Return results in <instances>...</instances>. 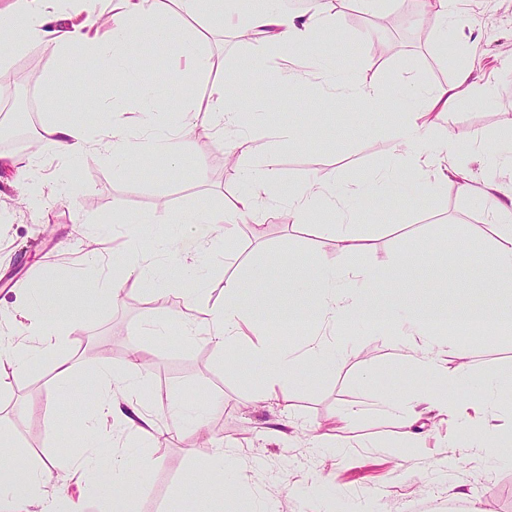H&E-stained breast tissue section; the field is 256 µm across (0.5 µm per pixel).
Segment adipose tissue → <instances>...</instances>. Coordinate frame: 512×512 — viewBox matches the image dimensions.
<instances>
[{
	"mask_svg": "<svg viewBox=\"0 0 512 512\" xmlns=\"http://www.w3.org/2000/svg\"><path fill=\"white\" fill-rule=\"evenodd\" d=\"M67 0H12L8 8L0 10V64L10 61L13 53L37 43L60 58L73 70L82 72L90 87L106 92L102 107L103 132L98 137L90 134L67 114L58 112L52 95L58 84L49 80L51 92L46 99L48 118L43 126L46 138L64 161L60 179H70L71 164L97 155L110 158L113 166L128 167L138 155L154 157L162 172L176 171L182 163V140L189 132L188 119L167 120L155 102L154 87L170 81V75L179 72L190 78L202 76L210 66L205 37L191 34L177 39L160 16L178 18L204 17L212 25L231 29L262 45L271 47L281 59H289L298 51L311 52L318 70L330 78L333 91L359 98L364 106L377 108L384 104L382 93L373 87L359 85L350 72L337 71L332 59L316 53L315 47L324 32L334 25L329 0H311L310 9L291 13L276 8L274 0H252L249 9H242L241 0H85L83 19H70L64 6ZM24 31L25 39H15L16 31ZM151 36L168 48L169 65L153 71V80H139L140 70L149 68V61L132 65L129 54L141 36ZM259 65L258 59L241 64L224 83L212 87L209 95L192 103L195 112H211L220 116L225 127L236 126L238 119V91ZM480 86L470 68H462L451 87L431 91L422 87L400 90L394 105L405 120L393 135V153L409 167L434 170L433 187L456 179L462 195H477L486 208L489 224L498 232V241L484 256L485 263L499 274L500 300L497 306L457 310L416 308L406 314H396L388 302H352L351 284L377 282L374 270L357 265L349 271L345 285L336 282V271L324 259L312 256L313 281L293 283L295 298L282 303L275 301L263 287L265 281H288L284 271L254 267L243 279L231 278L224 284L223 305L208 309L205 319H197L202 304L201 292H194L185 302L184 312L175 317L182 329L185 342L204 341L216 353L233 345L248 343L250 353L263 360L266 366L264 398L277 397L296 378L300 363L321 367L335 364L333 354L326 347L325 329L345 319L370 321L389 325V344H407L422 335L433 321L461 322L470 333L484 343H492L503 325H512V182L488 181L474 188L471 179L453 161L446 145L427 143L422 132L433 125L439 113L452 108L461 95L478 92ZM136 93L144 116L138 136H128L117 127L116 120L126 111L127 96ZM276 156H268L261 170L242 172L247 188L235 200L231 209L200 208L189 214L174 217L180 235L193 247L210 244L213 236L229 223L256 221L260 209L258 198L269 201H287L299 224L308 223L310 215L330 204L326 186L317 179L307 181L296 191L285 190L277 170ZM112 278L96 280L88 285L89 292L99 304L111 303L122 289L126 279L136 278L158 288L168 285L171 272L160 275L147 273L138 267L134 256L114 262ZM62 289L52 281L45 282L25 296L23 331L0 335V362H8L15 372L34 370L39 360L55 358L60 380H67L71 368L57 360L56 354L63 341L65 328L76 327ZM310 319L316 331L302 346L280 350L265 348L257 340L262 328L270 322L291 324ZM101 389L92 410L80 426L86 441L83 454L61 463L51 457L18 468L12 478L0 485V503L6 512H84L82 498L62 493L57 486L60 476L79 477L94 472L98 483L113 492L112 512H134L125 447L128 438L149 433L156 417L145 405V389L150 381L145 364L128 361L123 370L107 367L99 371ZM483 401L472 406L456 403L447 393L434 386L412 397L384 396L386 411L398 417L403 425L413 421L417 406L434 409L448 416L450 422L465 429L476 413L494 398L493 386L481 390ZM238 453L216 449L185 476L186 484L198 496L220 498L230 488Z\"/></svg>",
	"mask_w": 512,
	"mask_h": 512,
	"instance_id": "obj_1",
	"label": "adipose tissue"
}]
</instances>
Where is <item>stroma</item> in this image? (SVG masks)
Returning <instances> with one entry per match:
<instances>
[{"mask_svg": "<svg viewBox=\"0 0 512 512\" xmlns=\"http://www.w3.org/2000/svg\"><path fill=\"white\" fill-rule=\"evenodd\" d=\"M212 69L196 81L173 77L156 89L163 110L181 115L191 98L206 97L212 86L249 58L263 60L253 73L245 95L249 104L240 114L239 129L250 152L242 165L251 167L268 153H277L282 181L301 187L317 177L336 196L351 195L356 207L354 233L362 240L359 254L346 257L336 248L332 224L336 214L316 215L309 223H294L287 205L264 210L261 233L234 226L228 250L214 252L205 272L209 305L224 302V281L246 277L253 266L288 269L307 276L311 255H320L336 268L361 264L374 269L396 287L358 292L390 300L398 310L411 307L462 308L495 304L498 278L480 268L479 258L495 240L486 228L487 215L479 202L461 197L455 182L432 191L429 174L409 170L405 185L378 195L367 189L374 175L395 167L392 134L399 116L389 106L368 109L354 98L328 100L323 80L313 75L305 53L293 57L300 81L284 87L278 77L280 60L274 53L234 31L207 30ZM467 52H460V43ZM321 51L337 63H355L359 84L379 88L385 96L416 83L429 89L452 85L463 55L480 82L490 83L487 100L463 98L440 113L426 138L438 141L448 132L461 139L456 163L470 171L476 183L512 179V0H455L447 23L410 10L408 0L374 12L359 0H341L335 32L324 38ZM30 69L32 84L25 92L34 101L35 119L44 123L41 104L46 79L55 76L61 87L55 105L83 124L90 134L101 126L100 99L90 92L78 72L33 44L15 55L0 78ZM271 103L268 114L258 107ZM214 115L196 113L194 130L184 140L180 171L157 176L152 157L136 160L130 177L99 158L78 164L68 192H57L53 174L62 165L46 139L34 150L13 152L11 165H0V325L21 319V297L44 280L63 289L80 328L67 335L59 358L73 372L68 382L56 377L51 361H41L29 374L0 364V431L15 442L24 461L51 454L59 459L78 455L84 440L77 425L91 410L100 388V366L119 370L136 349L151 354L153 378L147 392L149 407L159 416L152 434L135 448L160 457L151 471L132 470L136 512H168L174 489L185 473L212 449L239 447L238 480L223 505L207 498L193 501V512H512V391H501L495 406L460 432L446 417L422 414L414 436L404 433L398 419L382 413L377 401L384 394L410 395L431 384L401 350L383 340L385 325L346 321L330 331L335 351L333 368L304 363L299 378L285 392V405L262 398L265 367L252 360L248 369L237 361L241 348L224 354L208 345L184 344L171 319L198 284L190 276L160 291L130 279L118 303L99 305L87 283L111 275V265L86 262L92 246L104 254L129 250V220L164 210L177 216L202 207L232 206L242 189L238 168L210 130ZM281 126L302 131L295 143L278 142ZM39 159L46 183V203L38 210L21 206L25 185L16 170ZM120 213L125 223L101 229L100 221ZM462 249L456 264L448 251ZM168 324L163 340L135 337L140 325ZM468 377L472 388L457 384ZM512 380V328L489 344L465 341L448 356L447 390L463 402L473 401L476 385L488 378ZM207 402L216 410L207 421L208 442L178 429L167 416L173 397ZM60 415V431L48 421ZM287 423L288 440L274 430ZM321 435L314 445L312 435ZM498 443L499 457L475 448L477 437Z\"/></svg>", "mask_w": 512, "mask_h": 512, "instance_id": "35a3bbf8", "label": "stroma"}]
</instances>
